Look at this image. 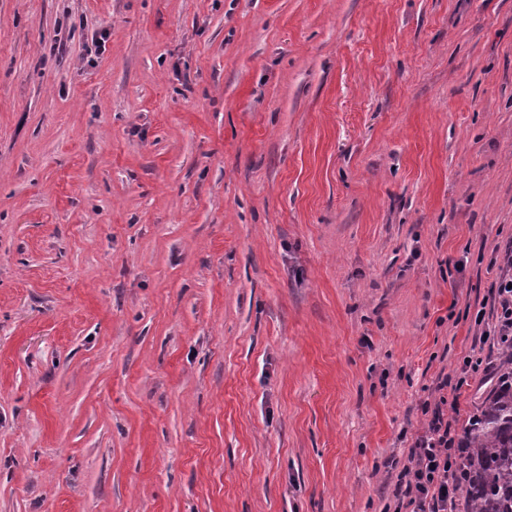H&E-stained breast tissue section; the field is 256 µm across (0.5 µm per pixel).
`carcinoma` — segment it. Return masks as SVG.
Returning <instances> with one entry per match:
<instances>
[{"instance_id": "1", "label": "carcinoma", "mask_w": 512, "mask_h": 512, "mask_svg": "<svg viewBox=\"0 0 512 512\" xmlns=\"http://www.w3.org/2000/svg\"><path fill=\"white\" fill-rule=\"evenodd\" d=\"M461 442L467 461L456 512H512V371L483 398Z\"/></svg>"}]
</instances>
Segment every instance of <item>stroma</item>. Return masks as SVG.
I'll return each instance as SVG.
<instances>
[{
  "label": "stroma",
  "mask_w": 512,
  "mask_h": 512,
  "mask_svg": "<svg viewBox=\"0 0 512 512\" xmlns=\"http://www.w3.org/2000/svg\"><path fill=\"white\" fill-rule=\"evenodd\" d=\"M510 253L512 0H0V512H384Z\"/></svg>",
  "instance_id": "obj_1"
}]
</instances>
